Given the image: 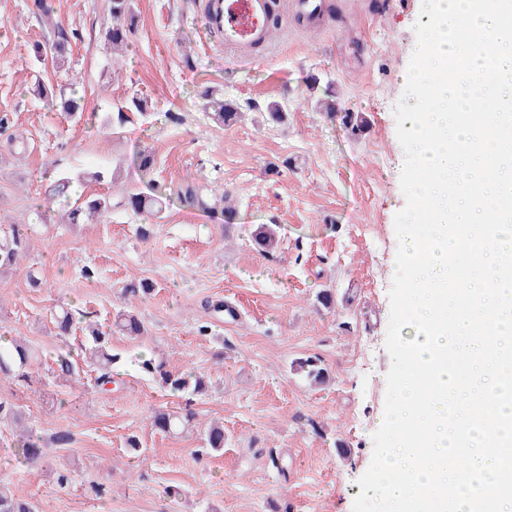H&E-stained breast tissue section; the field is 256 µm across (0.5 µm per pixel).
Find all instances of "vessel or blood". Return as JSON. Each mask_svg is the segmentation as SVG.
Listing matches in <instances>:
<instances>
[{
  "instance_id": "b4317fda",
  "label": "vessel or blood",
  "mask_w": 512,
  "mask_h": 512,
  "mask_svg": "<svg viewBox=\"0 0 512 512\" xmlns=\"http://www.w3.org/2000/svg\"><path fill=\"white\" fill-rule=\"evenodd\" d=\"M271 0H202L201 9L210 31L225 47L252 49L269 43Z\"/></svg>"
}]
</instances>
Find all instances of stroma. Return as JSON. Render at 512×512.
<instances>
[{"label":"stroma","instance_id":"35a3bbf8","mask_svg":"<svg viewBox=\"0 0 512 512\" xmlns=\"http://www.w3.org/2000/svg\"><path fill=\"white\" fill-rule=\"evenodd\" d=\"M346 18L303 31L291 12L267 48L244 59L206 32L201 0H135V20L120 71L104 35L110 0H48L44 23L33 0H0V237L24 224L29 249L17 270L0 275V336L18 338L33 356L31 382L0 376V400L19 407L50 450L35 465L15 460L18 433L0 423V482L37 512H352L359 478L372 460V435L384 413L389 290L400 244L394 218L406 199L405 159L394 115L404 96L414 25L422 0L374 9L375 0H344ZM68 37L57 88L76 85L84 114L72 122L60 99L34 95L32 73L53 41ZM316 91H309L310 80ZM214 88L243 112L217 125L201 93ZM138 93L146 113L126 110ZM330 95L335 113L320 110ZM279 101L286 119L269 120ZM122 120L103 127L105 115ZM360 112L369 127L353 136L342 116ZM24 143H11V131ZM154 152L156 183L174 193L150 221L121 206L139 186L132 160ZM122 166L118 183H78L83 195L109 194L112 216L98 224H63L62 201L47 188L61 172ZM212 189L205 205L178 199L187 185ZM229 191L233 215L216 196ZM148 224L149 237L138 228ZM272 226L276 253L258 251L257 225ZM95 270L84 278L83 267ZM42 279L30 287L28 271ZM153 294L124 300L131 278ZM331 291L334 308L318 297ZM228 301L229 324L207 305ZM81 310L101 330L123 311L141 336L112 333L119 353L112 384L96 386L51 372L58 354H79L80 337L56 336L55 309ZM210 325L208 335L197 332ZM174 371L204 375L194 396V430L163 434L151 411L183 406L139 368L142 357ZM315 356L329 380L311 384L293 370ZM224 426V448L205 449L203 430ZM64 431L68 447L52 444ZM137 437L138 453L127 440ZM71 480L59 486L58 471Z\"/></svg>","mask_w":512,"mask_h":512}]
</instances>
